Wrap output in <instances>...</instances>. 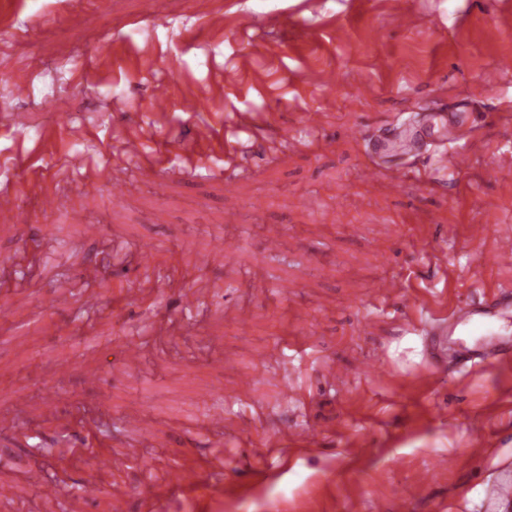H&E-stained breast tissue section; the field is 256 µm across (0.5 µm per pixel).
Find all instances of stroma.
I'll return each mask as SVG.
<instances>
[{"label": "stroma", "mask_w": 512, "mask_h": 512, "mask_svg": "<svg viewBox=\"0 0 512 512\" xmlns=\"http://www.w3.org/2000/svg\"><path fill=\"white\" fill-rule=\"evenodd\" d=\"M503 59L512 0H0V186H23L0 222V512H484V484L512 472V358L450 374L426 342L512 247ZM439 112L472 122L462 171L430 146L389 151ZM218 127L245 151L190 163ZM196 280L209 292L191 303ZM90 293L98 310L75 324ZM292 380L304 401L285 398ZM99 422L101 462L82 448ZM63 427L76 457L39 456ZM39 464L60 494L27 481ZM178 471L191 480L174 491Z\"/></svg>", "instance_id": "obj_1"}]
</instances>
